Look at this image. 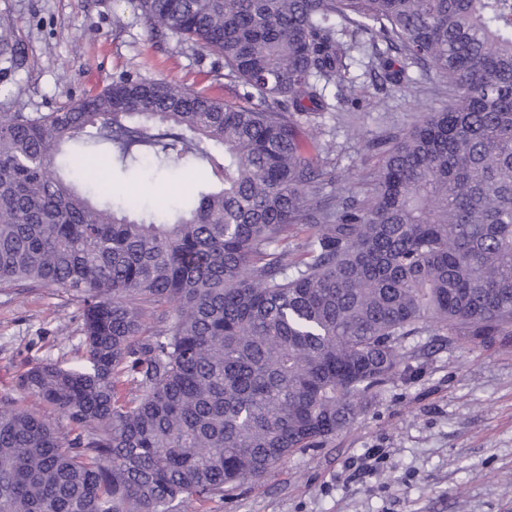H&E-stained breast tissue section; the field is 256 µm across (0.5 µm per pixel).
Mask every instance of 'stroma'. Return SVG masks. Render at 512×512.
Listing matches in <instances>:
<instances>
[{"mask_svg": "<svg viewBox=\"0 0 512 512\" xmlns=\"http://www.w3.org/2000/svg\"><path fill=\"white\" fill-rule=\"evenodd\" d=\"M2 21L12 37L0 45V113L52 112L126 76L237 98L222 59L152 36L133 0H0ZM409 74L420 81L418 97L392 86L370 103L319 116L323 139L336 144L321 198L364 192L380 163L372 140L404 134L423 112L447 104L434 73L413 67ZM208 181L202 157L169 161L161 172L148 157L115 172L114 189L180 202ZM81 340L71 291L0 289V396L67 431L63 415L17 383L41 360L80 364ZM406 346L409 371L350 427L226 491L204 512H512V339L476 349L430 327ZM370 448L385 450L383 463L367 478H349L346 462Z\"/></svg>", "mask_w": 512, "mask_h": 512, "instance_id": "35a3bbf8", "label": "stroma"}]
</instances>
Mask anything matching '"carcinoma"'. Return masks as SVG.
I'll return each instance as SVG.
<instances>
[{
  "label": "carcinoma",
  "instance_id": "cac0c4a2",
  "mask_svg": "<svg viewBox=\"0 0 512 512\" xmlns=\"http://www.w3.org/2000/svg\"><path fill=\"white\" fill-rule=\"evenodd\" d=\"M137 7L224 59L246 104L128 78L0 115V288L75 292L87 354L18 380L70 434L0 399V512H194L352 424L425 327L512 336V0ZM360 46L374 94L430 65L448 104L373 143L372 190L331 205L305 142L334 151L313 117L344 102L326 89ZM83 136L112 155L66 153ZM160 139L158 165L200 154L216 182L174 208L114 199L113 165Z\"/></svg>",
  "mask_w": 512,
  "mask_h": 512
}]
</instances>
